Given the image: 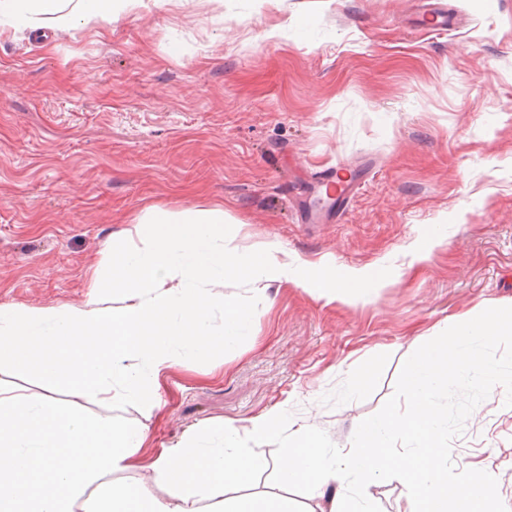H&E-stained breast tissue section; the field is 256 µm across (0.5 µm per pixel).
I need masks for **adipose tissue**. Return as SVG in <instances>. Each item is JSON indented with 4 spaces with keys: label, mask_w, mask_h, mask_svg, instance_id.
<instances>
[{
    "label": "adipose tissue",
    "mask_w": 512,
    "mask_h": 512,
    "mask_svg": "<svg viewBox=\"0 0 512 512\" xmlns=\"http://www.w3.org/2000/svg\"><path fill=\"white\" fill-rule=\"evenodd\" d=\"M124 2L0 0V26L108 23ZM139 223L142 246L113 240L110 264L96 276L100 292L84 306L0 305V370L23 368L71 397L33 398L0 385V512H73L78 497L82 512H298L285 497L227 496V488L248 486L264 472L281 485L329 497V512H363L349 491L382 473L404 487L403 512H499L487 475L449 485L445 421L432 395L452 379L493 386L483 347L512 335V306L484 312L414 352L404 369L406 411L360 425L348 447H328L317 431L303 428L272 459L241 447L238 427L221 422L151 460L167 481L166 497L114 480L115 472L139 467L149 434L117 417L86 415L76 400L153 408L164 369L234 348L253 323L251 310L211 293L210 284L282 267L276 245L250 254L228 247L220 209L154 210ZM114 292L120 305L112 303ZM217 308L224 313L219 335L210 330ZM396 435L411 442L408 453L393 452Z\"/></svg>",
    "instance_id": "obj_1"
}]
</instances>
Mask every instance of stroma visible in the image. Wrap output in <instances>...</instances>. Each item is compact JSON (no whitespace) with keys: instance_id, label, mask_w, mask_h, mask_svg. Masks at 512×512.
Masks as SVG:
<instances>
[{"instance_id":"stroma-1","label":"stroma","mask_w":512,"mask_h":512,"mask_svg":"<svg viewBox=\"0 0 512 512\" xmlns=\"http://www.w3.org/2000/svg\"><path fill=\"white\" fill-rule=\"evenodd\" d=\"M436 2L457 26H418L420 0H133L109 25L0 33V305H84L151 208H222L238 252L288 255L280 276L225 278L245 339L164 370L156 407L80 400L146 426L143 459L225 420L269 457L302 426L347 447L404 411L412 352L512 306V0ZM339 164L362 175L340 215L310 188ZM301 204L322 219L298 223ZM338 273L375 289L319 288ZM484 355L494 389L438 396L448 480L490 472L512 512V337ZM271 412L283 427L252 438ZM351 495L405 506L386 474Z\"/></svg>"}]
</instances>
